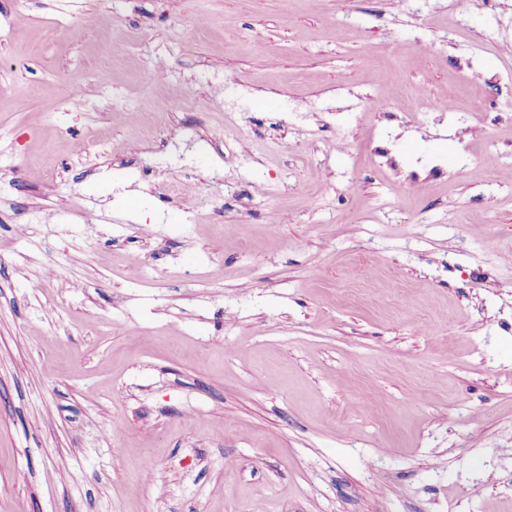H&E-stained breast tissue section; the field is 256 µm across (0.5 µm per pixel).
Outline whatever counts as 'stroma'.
I'll use <instances>...</instances> for the list:
<instances>
[{
  "label": "stroma",
  "mask_w": 512,
  "mask_h": 512,
  "mask_svg": "<svg viewBox=\"0 0 512 512\" xmlns=\"http://www.w3.org/2000/svg\"><path fill=\"white\" fill-rule=\"evenodd\" d=\"M0 512H512V0H0Z\"/></svg>",
  "instance_id": "obj_1"
}]
</instances>
